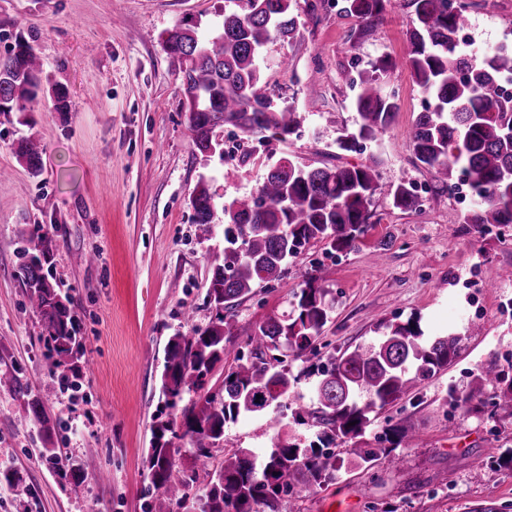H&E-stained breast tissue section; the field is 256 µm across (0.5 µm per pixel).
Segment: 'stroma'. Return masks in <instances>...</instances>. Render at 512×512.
I'll use <instances>...</instances> for the list:
<instances>
[{"label":"stroma","mask_w":512,"mask_h":512,"mask_svg":"<svg viewBox=\"0 0 512 512\" xmlns=\"http://www.w3.org/2000/svg\"><path fill=\"white\" fill-rule=\"evenodd\" d=\"M475 38L470 54L512 44V0H466ZM247 0H0V55L14 44L17 20L38 57L43 84L22 110L0 112V375L27 383L30 397L0 386V512H143L152 488L146 458L154 415L164 403L161 374L170 336L204 325L215 311L207 298L210 253L223 249L224 226L199 237L190 194L207 180L217 206L256 192L274 160L375 166L382 183L431 185L406 138L423 94L405 64V12H390L357 44L358 25L340 0H291L299 37L274 41L259 59L261 86L275 105L292 107L302 135L255 145L239 173L194 147L183 106L182 75L164 39L182 19L197 35L215 36L225 12ZM397 59L387 91L399 105L382 137L342 152L338 137L358 114L348 79L382 56ZM68 92L69 109L54 110L52 84ZM39 141L42 170L30 173L14 154L20 137ZM372 224L358 247L328 253L303 244L280 281L262 284L236 308L251 327L289 311L292 294L315 267L326 271L331 316L316 340L322 354L378 335L379 322L418 321L428 335L459 336L447 368L380 411L357 445L376 446L386 428L402 425L398 465L350 467L311 491L293 488L296 512H512V469L496 466L512 448V418L493 411L485 391L478 408L455 403L480 366L497 363L512 378V228L484 231L465 223L448 193L431 194L418 213L375 196ZM53 239L50 279L71 299L86 363L74 385L52 378L43 327L15 269L29 240ZM95 262H84L86 253ZM193 311L186 323L185 311ZM482 324L481 335L467 330ZM39 400L51 431L26 415ZM274 434L262 417L228 423L224 447L262 453ZM60 450L67 465L98 468L74 485L45 460Z\"/></svg>","instance_id":"stroma-1"}]
</instances>
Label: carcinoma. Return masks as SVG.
I'll list each match as a JSON object with an SVG mask.
<instances>
[{"label":"carcinoma","instance_id":"carcinoma-1","mask_svg":"<svg viewBox=\"0 0 512 512\" xmlns=\"http://www.w3.org/2000/svg\"><path fill=\"white\" fill-rule=\"evenodd\" d=\"M344 12L361 24L358 37L376 22L393 0H345ZM451 0H404L409 9L405 60L416 85L426 95L408 133L407 145L415 159L435 171L442 188L459 178L476 190L480 206L465 223L481 228L512 224V97L500 91V80L512 75V49L481 57L458 51L457 34L468 23L464 6ZM290 0H248V12L224 13L221 33L199 40L191 19L168 32L167 53L178 61L182 91L189 112V129L202 153L215 145L213 129L229 125L245 136L266 132L285 141L301 126L291 108H276L260 83L259 56L273 38L292 41L297 34L289 14ZM398 62L383 56L355 78L357 128L338 140V148L352 151L360 143L376 141L393 124L396 96L382 89V80ZM40 87V62L21 37L0 58V111L33 95ZM17 157L36 172L41 153L33 139L18 142ZM386 193L392 206L415 212L421 204L415 185L408 182L383 188L371 165L301 167L289 158L271 165L258 192L233 199L224 207L222 251L209 257L212 276L207 288L215 316L190 332L168 340L161 390L164 407L181 410L182 437L195 449L190 468L176 463L169 435L176 420L152 426L148 468L154 494L144 512H172V496L186 493L197 479V468L207 466L224 440V427L242 415L262 414L270 408L284 413L291 382L288 354L301 358L319 352L311 348L328 320V290L319 284L315 269L305 286L293 293L291 310L244 330L249 359L236 356V366L224 374V396L203 392V377L224 360V333L234 324L227 319L233 303L248 297L262 283L279 280L295 248L311 240L327 242L334 252L357 246L371 218L373 197ZM190 204L202 234L212 231L216 206L207 183L199 181ZM51 260V238L43 235L23 248L15 277L39 314L43 341L55 365L79 370L84 351L76 336V319L67 298L53 284L45 266ZM459 339L450 334L426 336L419 325H387L374 341L331 355L316 367L319 380L311 404L291 410L296 424L316 429V440L305 444L295 435H276L262 457L247 448L224 454L214 469L210 487L197 500L196 512H255L261 502L269 512H283L282 496L300 484L321 487L336 479L344 459L336 448L362 436L372 418L415 386L447 367L458 356ZM284 350L282 357L267 353ZM487 387L497 389L493 408L512 417V381L505 382L494 364L481 367L471 390L459 397L467 404ZM194 393L197 398L184 401ZM349 462L369 470L385 459L397 462L394 449L348 448ZM47 460L65 479L83 481L85 469L68 467L50 452Z\"/></svg>","mask_w":512,"mask_h":512}]
</instances>
